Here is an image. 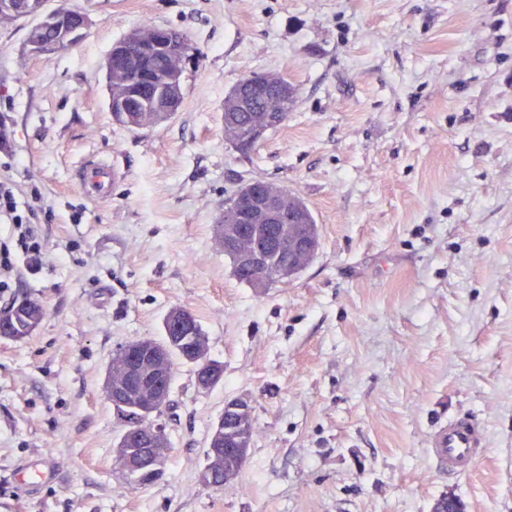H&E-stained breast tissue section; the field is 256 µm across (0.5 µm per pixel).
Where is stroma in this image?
<instances>
[{
  "label": "stroma",
  "instance_id": "stroma-1",
  "mask_svg": "<svg viewBox=\"0 0 512 512\" xmlns=\"http://www.w3.org/2000/svg\"><path fill=\"white\" fill-rule=\"evenodd\" d=\"M91 19L56 54L0 23V181L34 211L40 256L15 246L0 307L47 317L0 338V512H512V0H50ZM196 49L168 120L108 109L105 61L142 22ZM254 73L297 94L241 157L224 98ZM117 169L107 196L76 172ZM257 177L304 200L313 261L252 288L216 239L224 201ZM198 319L224 377L176 362L157 415L161 478L130 485L124 419L104 393L119 348ZM248 402L247 460L224 488L200 473L226 402ZM472 415L486 451L451 476L431 448ZM27 460L49 478L14 482ZM20 300L21 301L17 302L16 305H14L13 303H10L7 306L0 307V338H8V339L22 338V337H18L21 335H14V336L1 335L3 333H7V334L12 333V325H13L12 312L14 309H16L17 307H19L21 305L29 308V315L26 317L27 325L25 326L24 330H21L22 332H25V335H23V336H27V333H30L33 330H35L38 327V325L41 323L42 320L40 317V314H41L40 304L35 301L34 302L26 301L25 297H22Z\"/></svg>",
  "mask_w": 512,
  "mask_h": 512
}]
</instances>
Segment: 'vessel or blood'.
Segmentation results:
<instances>
[{
    "label": "vessel or blood",
    "instance_id": "vessel-or-blood-1",
    "mask_svg": "<svg viewBox=\"0 0 512 512\" xmlns=\"http://www.w3.org/2000/svg\"><path fill=\"white\" fill-rule=\"evenodd\" d=\"M485 452L483 427L468 416L450 418L434 442V454L448 474H462Z\"/></svg>",
    "mask_w": 512,
    "mask_h": 512
}]
</instances>
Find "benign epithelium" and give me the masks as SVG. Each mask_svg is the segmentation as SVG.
Masks as SVG:
<instances>
[{
	"mask_svg": "<svg viewBox=\"0 0 512 512\" xmlns=\"http://www.w3.org/2000/svg\"><path fill=\"white\" fill-rule=\"evenodd\" d=\"M9 7L19 19L38 17L54 28L55 42L40 43L30 41L31 50L39 54H47L67 49L80 41L89 28L91 21L87 14L74 9H57L48 11L42 0H27V4L18 6L11 0H0V10ZM164 52L181 56L182 66H187L194 59V51L186 48L180 41L169 35L149 43L140 42L135 31H130L126 40L112 46L108 54L105 70L111 75L112 67L119 65L139 53ZM183 71L171 74L165 82L151 89L147 96L139 93L127 99H108V108L112 114L130 120V113L153 109L170 117L178 111L182 101ZM273 92L282 97H289L293 90L274 74L251 76L240 82L234 93V99L245 104L262 92ZM253 200L250 207L230 212L233 224L240 225V232L250 235L254 231L255 222L262 224H279L282 221L280 210L273 192L267 186H256L252 190ZM301 254L299 259L281 263L276 252L252 254V264H266L273 267L280 278L285 279L303 269V261L318 250V243L307 234L299 239ZM29 308L26 317L27 325L24 332L30 333L41 323V307L37 302L21 300L15 304L0 307V335L12 333L13 310L19 306ZM190 321L179 308L167 313V325L164 326L171 347L185 345L186 334ZM181 359L195 368L196 383L205 389L220 382L224 369L210 359L207 340L201 336L193 339V345L181 351ZM165 364L164 350L151 341H142L135 346L126 345L114 356L113 368L106 376L105 393L112 407L117 410H138L153 418L166 405L170 395L171 382ZM249 411L247 403L240 400L228 401L224 404V413L218 418L208 445L209 464L201 473V480L216 487L224 476V434L234 429L238 415ZM168 439L163 426L158 423H146L140 428L129 429L120 439L116 456L122 469L132 480L140 483H154L162 475V465L167 453Z\"/></svg>",
	"mask_w": 512,
	"mask_h": 512,
	"instance_id": "1",
	"label": "benign epithelium"
}]
</instances>
